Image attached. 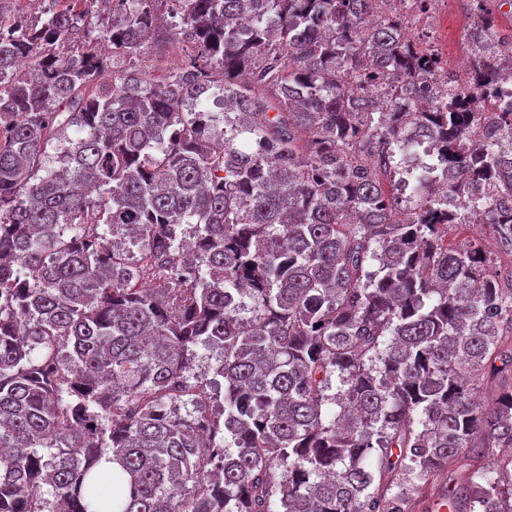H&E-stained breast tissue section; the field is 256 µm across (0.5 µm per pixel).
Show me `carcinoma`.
<instances>
[{
  "mask_svg": "<svg viewBox=\"0 0 512 512\" xmlns=\"http://www.w3.org/2000/svg\"><path fill=\"white\" fill-rule=\"evenodd\" d=\"M38 2L0 10V512H401L400 471L490 448L448 512H512V386L473 395L512 373V268L448 244L512 252V112L455 107L501 63L396 112L432 70L378 0ZM493 2L470 43L508 42ZM448 239L453 244L464 245L477 239L491 252V260L497 262V266L501 265L502 268L511 266L512 257L509 250L500 245L486 224H467L463 227L453 228L449 232Z\"/></svg>",
  "mask_w": 512,
  "mask_h": 512,
  "instance_id": "1",
  "label": "carcinoma"
}]
</instances>
